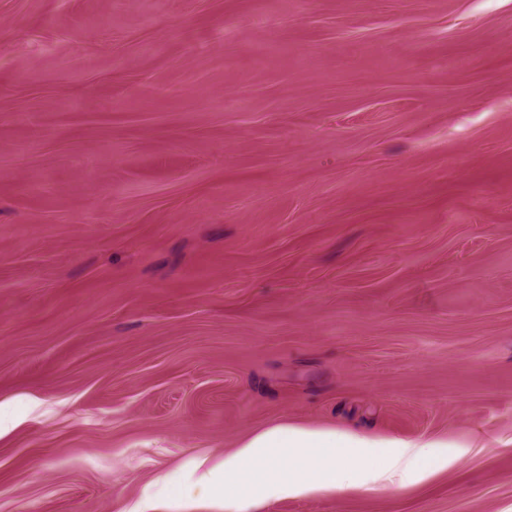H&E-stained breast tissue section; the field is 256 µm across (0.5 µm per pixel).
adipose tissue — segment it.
<instances>
[{
    "label": "adipose tissue",
    "instance_id": "ef3b65f1",
    "mask_svg": "<svg viewBox=\"0 0 512 512\" xmlns=\"http://www.w3.org/2000/svg\"><path fill=\"white\" fill-rule=\"evenodd\" d=\"M463 448L427 438H372L332 427L273 423L239 441L197 477L200 496L162 476L166 491L146 498L137 512H169L171 503L203 512H261L270 502L369 487L388 477L410 484L446 470Z\"/></svg>",
    "mask_w": 512,
    "mask_h": 512
}]
</instances>
